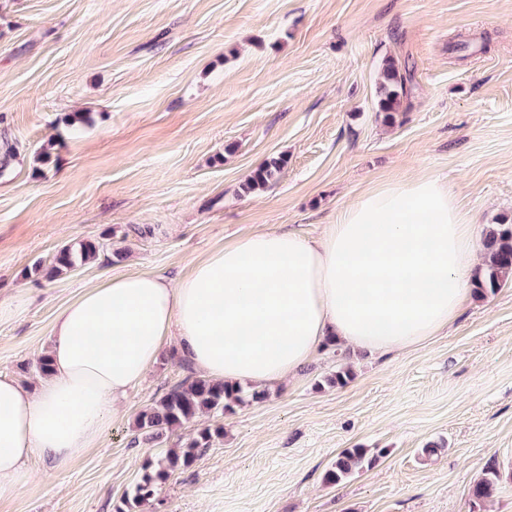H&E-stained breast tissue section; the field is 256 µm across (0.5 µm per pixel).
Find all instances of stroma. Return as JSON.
Instances as JSON below:
<instances>
[{
    "label": "stroma",
    "instance_id": "stroma-1",
    "mask_svg": "<svg viewBox=\"0 0 512 512\" xmlns=\"http://www.w3.org/2000/svg\"><path fill=\"white\" fill-rule=\"evenodd\" d=\"M468 49H458V42ZM410 75L394 123L384 63ZM75 112L88 121L68 126ZM50 144L48 162L35 161ZM0 371L35 383L58 307L107 275L178 280L276 226L317 236L363 191L429 175L480 225L512 219V0H0ZM284 161L264 189L252 172ZM106 248L48 280L66 245ZM349 369L346 385L328 377ZM185 373L163 352L127 419L65 468L37 459L0 512H115L146 458L223 436L145 512H512V286L467 297L438 336L386 356L328 347L299 378L156 442L137 415ZM438 443L436 454L424 451ZM383 456L339 485L346 448ZM493 501L470 489L488 466Z\"/></svg>",
    "mask_w": 512,
    "mask_h": 512
}]
</instances>
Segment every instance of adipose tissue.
I'll use <instances>...</instances> for the list:
<instances>
[{
  "label": "adipose tissue",
  "instance_id": "1",
  "mask_svg": "<svg viewBox=\"0 0 512 512\" xmlns=\"http://www.w3.org/2000/svg\"><path fill=\"white\" fill-rule=\"evenodd\" d=\"M486 255L447 183L420 176L358 195L309 239L264 229L191 261L178 281L108 275L60 306L36 386L0 373V501L33 457L66 467L97 446L160 354L212 381H284L332 341L403 351L458 317Z\"/></svg>",
  "mask_w": 512,
  "mask_h": 512
}]
</instances>
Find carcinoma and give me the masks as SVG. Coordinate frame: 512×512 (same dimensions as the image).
Segmentation results:
<instances>
[{
  "mask_svg": "<svg viewBox=\"0 0 512 512\" xmlns=\"http://www.w3.org/2000/svg\"><path fill=\"white\" fill-rule=\"evenodd\" d=\"M408 79L401 73L395 59L386 60L379 84V112L383 121L391 122L399 111L402 100L409 94ZM283 162L273 160L258 167L250 175L244 190L252 192L263 189L280 172ZM486 251V264L478 272L474 293L485 298L496 293L507 282L512 281V221L497 224V229L489 232L483 240ZM104 248L100 242H82L77 246L61 248L48 265L39 264L34 272L44 274L51 279L95 259ZM245 391L237 386L215 383L202 376H189L180 384L168 390L152 407L141 412L135 420V429L147 441H155L165 432L181 428L195 422L207 414H224L244 402ZM222 436V428L204 427L196 436L178 449H170L165 454L145 461L142 474L132 488L125 492L121 505L116 512H143L152 499L161 490L172 474L190 467L199 452L212 445ZM386 449L346 448L325 471L323 482L335 486L353 473L370 467ZM500 473L489 466L482 476L474 482L470 494L474 503L483 504L490 501L499 491Z\"/></svg>",
  "mask_w": 512,
  "mask_h": 512,
  "instance_id": "1",
  "label": "carcinoma"
}]
</instances>
